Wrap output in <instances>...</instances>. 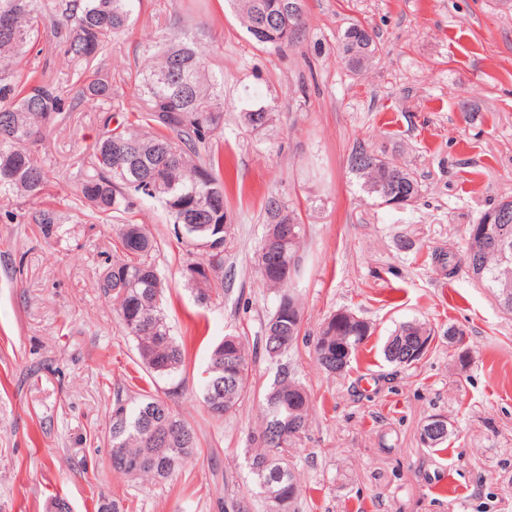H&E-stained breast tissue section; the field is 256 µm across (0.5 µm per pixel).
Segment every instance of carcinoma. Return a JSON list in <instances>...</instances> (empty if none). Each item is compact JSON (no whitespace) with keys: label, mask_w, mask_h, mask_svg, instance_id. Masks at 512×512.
<instances>
[{"label":"carcinoma","mask_w":512,"mask_h":512,"mask_svg":"<svg viewBox=\"0 0 512 512\" xmlns=\"http://www.w3.org/2000/svg\"><path fill=\"white\" fill-rule=\"evenodd\" d=\"M242 14L253 41L263 49L280 50L298 37L301 28L282 31L272 25L256 30L259 18H270L298 0H230ZM140 0H0V197L36 201L50 187L42 156L44 131L65 111L60 83L44 78L36 70L24 71L21 63L50 30V38L63 50L65 82L77 95L101 106L103 135L88 146L77 161L76 178L80 198L99 214L132 211L133 197L152 199L168 212L178 236L191 246L216 235L212 224L228 221L225 207L224 160L209 147L223 131V88L209 73L199 43L185 33L162 36L158 57L137 84L142 109L116 119L112 84L96 76L101 58L111 52L112 41L132 23ZM338 50L346 66L358 71L372 62L378 51L374 34L353 23L339 36ZM260 115L261 129L272 123L274 108L256 104L244 119ZM132 149L135 161L123 162L112 153V139ZM360 190L383 200L385 191L399 193L412 201L421 193L413 172L396 157L358 143L349 159ZM264 212L266 229L288 225V241L280 246L284 262L297 272V252L304 225L294 209L281 197L269 195ZM29 220L40 226L44 237L53 235L63 223L53 208L35 207ZM496 227L498 245L466 255L473 277L495 291L500 306L512 311V200H502L488 209L477 224ZM475 224V225H477ZM470 225V228H475ZM120 254L99 276L98 286L118 304L123 331L136 342L142 363L158 377L176 373L183 365L184 348L170 335L162 310L164 288H152L159 280L153 259L155 245L142 228L124 225L119 237ZM204 265L208 274L187 284L202 306L214 303L224 293V252H201V258L186 267ZM258 269L267 287L277 294L280 317L270 316L262 334L265 356L276 361L298 343L302 307L288 291V284L268 276L263 256ZM371 331L364 333L336 322L331 315L317 336L313 354L317 364L330 374L336 366V346L343 343L358 351ZM431 341L422 323H405L384 347L385 359L395 365L416 362L411 351L420 342ZM202 394L214 419L237 410L250 385V358L245 338L228 334L213 349L206 368ZM305 387L281 368L278 378L265 393L261 425L250 436V473L263 494L267 512H287L301 493L290 460L291 449L306 434L309 401L302 399ZM112 470L135 479L165 481L194 454L195 434L166 402L144 395L129 404L117 400L110 428Z\"/></svg>","instance_id":"cac0c4a2"}]
</instances>
